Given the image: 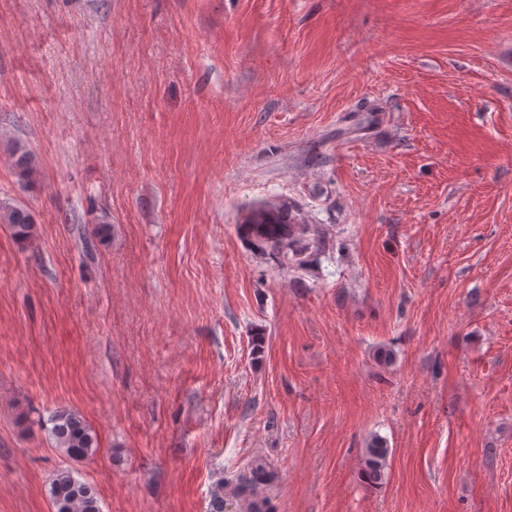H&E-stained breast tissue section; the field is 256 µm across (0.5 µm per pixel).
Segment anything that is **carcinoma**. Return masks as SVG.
<instances>
[{
    "mask_svg": "<svg viewBox=\"0 0 512 512\" xmlns=\"http://www.w3.org/2000/svg\"><path fill=\"white\" fill-rule=\"evenodd\" d=\"M12 168L23 180L31 181L37 174L35 155L26 148H17L12 155ZM0 223L8 224L13 234L27 239L32 234L34 218L26 208L8 207L0 212ZM238 234L247 239L254 250L279 261L283 265L300 268L305 256L323 248V239L311 235L312 225L302 221L300 215L287 204H260L250 209ZM49 432L58 447L70 457L90 459L98 449V437L77 412L60 409L49 419ZM389 448L378 435L370 438L365 448L363 477L373 483L382 481L387 468ZM49 495L55 512H101L97 491L87 482L80 481L66 470L52 481Z\"/></svg>",
    "mask_w": 512,
    "mask_h": 512,
    "instance_id": "cac0c4a2",
    "label": "carcinoma"
}]
</instances>
